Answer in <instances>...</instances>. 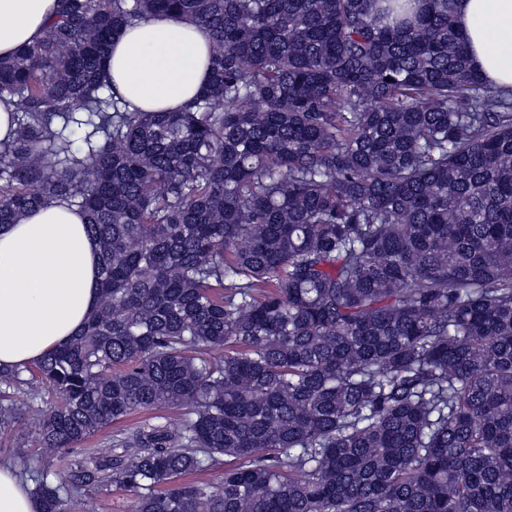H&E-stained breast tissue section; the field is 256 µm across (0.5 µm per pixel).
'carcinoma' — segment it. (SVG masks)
Instances as JSON below:
<instances>
[{
    "label": "carcinoma",
    "instance_id": "obj_1",
    "mask_svg": "<svg viewBox=\"0 0 512 512\" xmlns=\"http://www.w3.org/2000/svg\"><path fill=\"white\" fill-rule=\"evenodd\" d=\"M58 2L0 58V225L77 207L100 303L0 367V429L51 464L190 417L40 470L44 512H97L91 485L135 512H512V89L472 67L457 0ZM162 13L210 30L211 75L144 112L107 58ZM154 416H162L164 418H155L149 419ZM179 415L178 413H174L172 411H157L153 410L151 412H147L146 414H136L125 421L112 425V427L107 428L99 433H97L94 437L90 438L86 443L80 444L75 448H86L81 450H76L74 453L70 454L67 457L66 461L60 463L58 465L59 468H66V463L70 462L72 468H76L77 466L87 467L89 469H94L95 466L100 465H108L114 459L119 458L124 455L123 448H120L115 443V431L117 429H123L125 433H132L139 428L142 421L147 420L146 423L150 424H159V425H168L173 427V425L178 422ZM70 460V461H69Z\"/></svg>",
    "mask_w": 512,
    "mask_h": 512
}]
</instances>
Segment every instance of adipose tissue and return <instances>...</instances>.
I'll return each mask as SVG.
<instances>
[{"mask_svg":"<svg viewBox=\"0 0 512 512\" xmlns=\"http://www.w3.org/2000/svg\"><path fill=\"white\" fill-rule=\"evenodd\" d=\"M57 0H0V57L37 40ZM457 23L476 71L512 86V0H458ZM209 33L153 16L112 42L108 67L124 100L148 111L177 110L210 77ZM99 249L83 216L63 202L0 226V365L41 359L77 335L99 304ZM0 512H43L31 481L0 464Z\"/></svg>","mask_w":512,"mask_h":512,"instance_id":"adipose-tissue-1","label":"adipose tissue"}]
</instances>
